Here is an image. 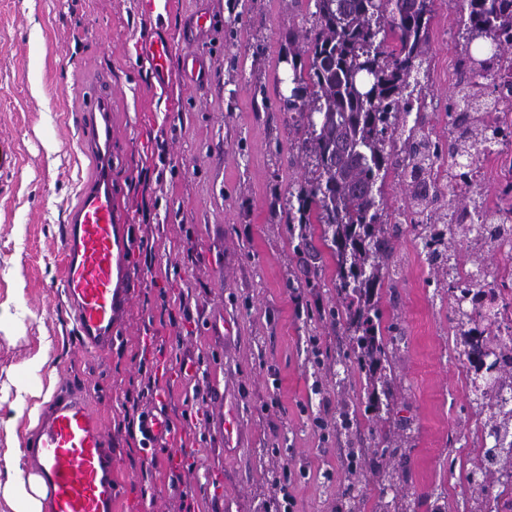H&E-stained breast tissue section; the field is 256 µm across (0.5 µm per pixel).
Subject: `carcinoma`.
I'll return each instance as SVG.
<instances>
[{
    "label": "carcinoma",
    "instance_id": "obj_1",
    "mask_svg": "<svg viewBox=\"0 0 512 512\" xmlns=\"http://www.w3.org/2000/svg\"><path fill=\"white\" fill-rule=\"evenodd\" d=\"M464 49L458 80L448 98V138L428 125L424 84L433 0H315L316 25L309 39L308 70L288 76V110L300 117L304 148L316 160L313 177L288 199V223L323 224L324 238L336 248L337 288L342 304L328 315L355 328L352 351L360 371L381 384L369 406L390 405L392 376L387 344L379 336L385 313L374 290L390 277V226L409 219L433 272L435 287L445 288L457 323L473 330L463 354L475 370H493L490 380L472 384L489 411L488 424L512 434V407L504 408L500 390L512 387V362L500 365L493 342L492 306H484L498 284L485 265L488 242L512 232V205L488 208L481 185L469 181L462 160L488 156L491 143L512 138V126L491 127L484 113L512 106V0H465ZM396 172L406 193L404 205L387 209L377 183ZM456 201L448 203V194ZM469 253L480 283L461 286L460 267L449 245ZM482 474L478 495L493 492L498 474L512 472V440L483 447L473 461Z\"/></svg>",
    "mask_w": 512,
    "mask_h": 512
}]
</instances>
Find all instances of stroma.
<instances>
[{
  "instance_id": "stroma-1",
  "label": "stroma",
  "mask_w": 512,
  "mask_h": 512,
  "mask_svg": "<svg viewBox=\"0 0 512 512\" xmlns=\"http://www.w3.org/2000/svg\"><path fill=\"white\" fill-rule=\"evenodd\" d=\"M314 0H0V462L25 447L66 390L102 418L113 512H484L470 478L477 405L410 225L375 298L400 334L389 348L395 410L348 361L351 332L323 227L288 221L315 160L285 80L307 64ZM462 0H434L426 101L439 135L457 77ZM211 26L197 34L195 20ZM168 38L158 84L138 50ZM203 59L182 79L187 50ZM112 90V196L130 303L104 355L66 315L63 226L79 181L85 90ZM307 240H300V233ZM47 362L29 371L34 357ZM174 435L145 442L124 405L141 373ZM238 442L224 445V415ZM398 450L382 456L381 436ZM406 471L379 479L378 466Z\"/></svg>"
}]
</instances>
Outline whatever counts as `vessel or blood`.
<instances>
[{
  "label": "vessel or blood",
  "mask_w": 512,
  "mask_h": 512,
  "mask_svg": "<svg viewBox=\"0 0 512 512\" xmlns=\"http://www.w3.org/2000/svg\"><path fill=\"white\" fill-rule=\"evenodd\" d=\"M110 101V93L96 85L81 143L95 157L98 173L82 185L79 203L67 215L62 248L70 320L82 346L94 354L111 350L115 322L129 304L112 200ZM143 430L152 440L171 436L165 416L151 411L143 417ZM28 445L51 512H112V450L99 415L80 392L59 394L46 404Z\"/></svg>",
  "instance_id": "b4317fda"
}]
</instances>
